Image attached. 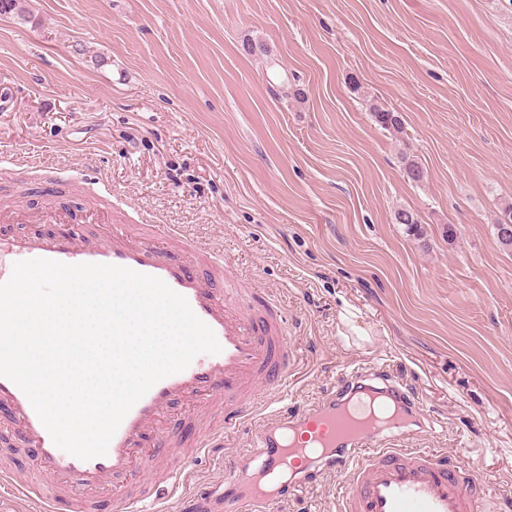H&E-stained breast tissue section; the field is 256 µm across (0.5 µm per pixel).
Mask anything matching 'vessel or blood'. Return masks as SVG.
Instances as JSON below:
<instances>
[{"label":"vessel or blood","mask_w":512,"mask_h":512,"mask_svg":"<svg viewBox=\"0 0 512 512\" xmlns=\"http://www.w3.org/2000/svg\"><path fill=\"white\" fill-rule=\"evenodd\" d=\"M34 258L113 264L157 277L185 297L222 351L198 355L156 383L126 414L107 454L89 460L56 446L21 389L0 377V416L36 472L22 479L0 470L4 500L33 504L38 512H99L94 493L108 481L113 512H146L162 501L175 512H279L288 496L335 473L345 479L340 512H479L469 466L403 447L405 437L428 423L405 387L386 386L384 406L375 409L369 395L378 375L358 370L306 409L275 408L296 361L283 307L174 226L121 224L103 237L79 222L43 235L0 232V283L16 262ZM190 399L201 400L211 417L190 443L198 453L219 446L245 422L261 421L254 448L225 462L218 494L192 485L191 459L171 456L181 428H159ZM153 463L166 468L164 482L147 478Z\"/></svg>","instance_id":"b4317fda"}]
</instances>
